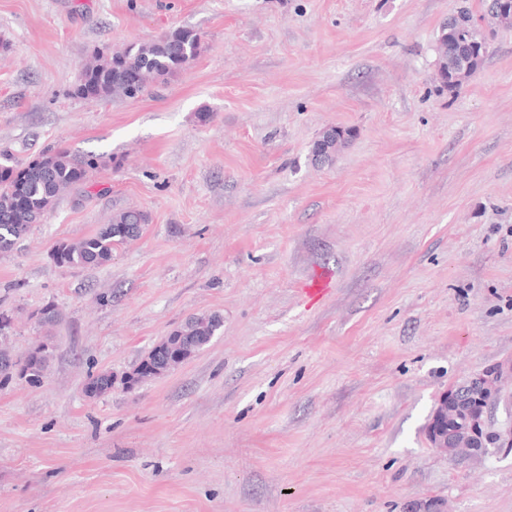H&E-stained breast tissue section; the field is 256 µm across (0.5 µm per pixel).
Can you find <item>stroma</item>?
<instances>
[{"mask_svg": "<svg viewBox=\"0 0 512 512\" xmlns=\"http://www.w3.org/2000/svg\"><path fill=\"white\" fill-rule=\"evenodd\" d=\"M486 0H0V151L93 154L84 188L0 255L14 354L0 512H512V452L448 460L440 393L512 361V26L455 91L440 26ZM187 28L198 57L135 99L72 93L94 50ZM348 132L314 165L322 132ZM135 209L98 267L52 253ZM334 289L308 306L314 268ZM59 320L38 323L45 306ZM201 312L160 377L88 397ZM324 135H326V137L329 136V140H327L328 141V144H327L328 150H327V148L325 149L319 145L320 144L319 141H321V140H317L313 144L312 155H313V158L315 161L320 162L321 164H330L335 159L336 152L339 151V149L342 147V145H344V143L346 141V138H345L344 141L342 142L341 146L336 150V135H341V136L345 137L346 133L342 130H336V128H330V129L326 130L320 138L324 137ZM319 151H321L325 155H321L319 153ZM221 326V319L213 314H198L180 324L176 336H182V347L200 350L206 346ZM50 356L49 347L44 343L35 346L22 356H14L9 350L1 347L0 367L2 358L8 363L7 367L0 369V385L3 379L8 380L14 374L30 385H39L46 374ZM115 384V377L112 373L101 372L98 374H90L85 383V393L88 397H100L112 390Z\"/></svg>", "mask_w": 512, "mask_h": 512, "instance_id": "1", "label": "stroma"}]
</instances>
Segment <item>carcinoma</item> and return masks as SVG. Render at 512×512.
Wrapping results in <instances>:
<instances>
[{
    "label": "carcinoma",
    "mask_w": 512,
    "mask_h": 512,
    "mask_svg": "<svg viewBox=\"0 0 512 512\" xmlns=\"http://www.w3.org/2000/svg\"><path fill=\"white\" fill-rule=\"evenodd\" d=\"M472 12L460 7L452 23L439 30L436 40L438 68L444 71L445 86L457 89L481 66L489 52L485 28L476 29L469 23ZM200 51V37L191 29L178 28L147 43H132L109 53L97 52L81 69L79 82L72 94L83 98H129L128 79H137V93L147 84L166 79L193 61ZM329 137L327 147L314 142L315 161L330 164L336 157V129L324 132ZM94 155H71L68 151L49 148L26 165L19 167L7 153H0V254L12 251L31 225L39 223L55 205L60 194L83 183L87 169L97 166ZM146 216L136 210H122L112 215L110 223L95 234L77 242L60 243L53 257L60 265L99 266L112 260L115 246L137 240L141 236ZM221 326L213 314H198L180 324L177 335L182 346L197 350L206 346ZM179 348H162L157 344L141 361L125 373L121 382L133 378L146 363L164 370L167 359ZM48 345L41 343L22 356H14L0 348V359L7 367L0 369V382L16 375L30 385L42 382L50 361ZM115 377L108 372L91 374L85 383L90 398L112 390Z\"/></svg>",
    "instance_id": "carcinoma-1"
}]
</instances>
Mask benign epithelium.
Returning <instances> with one entry per match:
<instances>
[{
	"label": "benign epithelium",
	"mask_w": 512,
	"mask_h": 512,
	"mask_svg": "<svg viewBox=\"0 0 512 512\" xmlns=\"http://www.w3.org/2000/svg\"><path fill=\"white\" fill-rule=\"evenodd\" d=\"M512 378V361L498 363L468 379L471 388L502 397L505 379ZM467 407L466 396L443 392L437 399L426 425L430 447L456 459L462 455L481 456L490 448L512 449V424L494 426L489 421V409H477L471 417L470 428L457 435H448V414Z\"/></svg>",
	"instance_id": "benign-epithelium-1"
}]
</instances>
